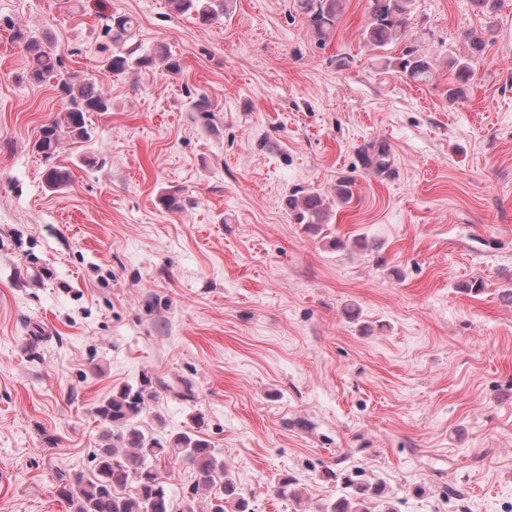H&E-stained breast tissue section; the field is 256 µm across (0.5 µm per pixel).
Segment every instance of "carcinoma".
Instances as JSON below:
<instances>
[{
  "label": "carcinoma",
  "mask_w": 512,
  "mask_h": 512,
  "mask_svg": "<svg viewBox=\"0 0 512 512\" xmlns=\"http://www.w3.org/2000/svg\"><path fill=\"white\" fill-rule=\"evenodd\" d=\"M411 0H370V21L361 33L364 45L386 51L407 38ZM175 12L195 16L201 25H210L227 14V0H170ZM297 7L305 14L310 26L323 41L335 30L342 11V0H298ZM106 33L112 42L126 46L101 61L103 71L122 74L129 70L146 71L157 63L165 64L168 71L181 69L179 61L164 44L152 49L127 47L136 36V20L125 13L104 16ZM14 39L28 54L26 78L32 83L56 79V87L66 100L63 118L46 125L39 140L38 150L51 157L62 140L88 137L87 115L107 112L112 107L100 81L79 79L62 71L58 54L44 47L43 39L29 29L14 30ZM468 53L453 62L458 86L448 89V100L454 101L464 92L471 80L473 62L483 55L484 41L469 38ZM386 66L399 72L414 83L430 81L433 66L430 59L413 47H405L400 56L384 57ZM388 152L384 145L367 147L366 162L377 168L387 165ZM66 169L50 167L45 173L47 186L59 190L69 183ZM288 208L297 224H303L316 233L328 226V210L320 193L297 190L288 196ZM146 405L144 388L123 387L99 406L97 414L107 425L116 428L110 435L112 443L98 449L95 466L83 472L59 473L57 492L74 508V512H196V496H209L207 512H226L225 506L234 505V512H248V502L234 483L227 479L224 459L203 439L187 432L178 433L170 440L146 436L135 427V419ZM177 456L188 462L195 472V485L191 496L176 502L167 491L166 481L156 464L165 458ZM366 488H353L351 498H341L332 505L331 512H353L351 499L361 500Z\"/></svg>",
  "instance_id": "obj_1"
}]
</instances>
